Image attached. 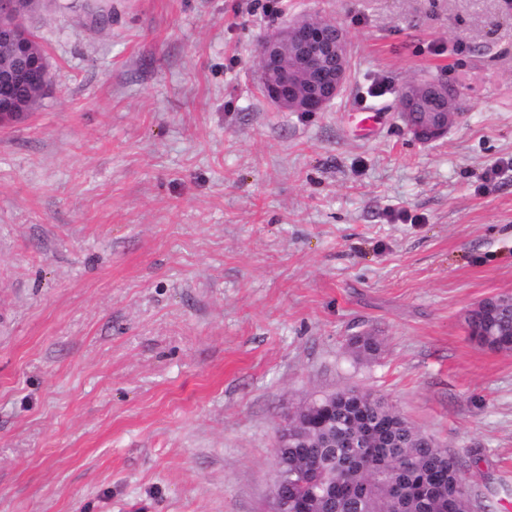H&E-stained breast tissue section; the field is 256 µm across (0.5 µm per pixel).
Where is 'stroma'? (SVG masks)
I'll list each match as a JSON object with an SVG mask.
<instances>
[{
    "label": "stroma",
    "mask_w": 512,
    "mask_h": 512,
    "mask_svg": "<svg viewBox=\"0 0 512 512\" xmlns=\"http://www.w3.org/2000/svg\"><path fill=\"white\" fill-rule=\"evenodd\" d=\"M258 2L29 15L52 82L0 126V512H268L284 416L349 387L512 512V353L464 323L512 294V0ZM300 15L351 43L320 112L260 89ZM412 78L463 93L441 140L404 127Z\"/></svg>",
    "instance_id": "obj_1"
}]
</instances>
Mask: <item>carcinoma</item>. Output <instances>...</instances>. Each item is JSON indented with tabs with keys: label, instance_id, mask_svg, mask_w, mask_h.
<instances>
[{
	"label": "carcinoma",
	"instance_id": "obj_1",
	"mask_svg": "<svg viewBox=\"0 0 512 512\" xmlns=\"http://www.w3.org/2000/svg\"><path fill=\"white\" fill-rule=\"evenodd\" d=\"M469 334L494 351L512 352V296L501 294L470 311ZM357 389L330 393L329 434L310 429L311 438L275 449L276 465L291 474V495L308 512H470L459 496L466 481L462 462L429 446L422 432L399 411ZM382 434L364 448L345 446L351 433L365 439L367 425Z\"/></svg>",
	"mask_w": 512,
	"mask_h": 512
}]
</instances>
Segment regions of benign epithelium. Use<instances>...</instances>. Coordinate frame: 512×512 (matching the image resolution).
Listing matches in <instances>:
<instances>
[{"instance_id": "7a95c632", "label": "benign epithelium", "mask_w": 512, "mask_h": 512, "mask_svg": "<svg viewBox=\"0 0 512 512\" xmlns=\"http://www.w3.org/2000/svg\"><path fill=\"white\" fill-rule=\"evenodd\" d=\"M35 0H0V45L12 50L15 63L0 66V124L18 119L33 98L46 92L50 67L34 39L24 33ZM261 87L266 98L286 112H320L347 82L350 43L336 24L300 17L263 38L257 48ZM400 115L414 139L443 138L463 110L459 89L437 80L411 79L398 96ZM288 481L277 476L271 502L307 512L305 501L288 500Z\"/></svg>"}]
</instances>
